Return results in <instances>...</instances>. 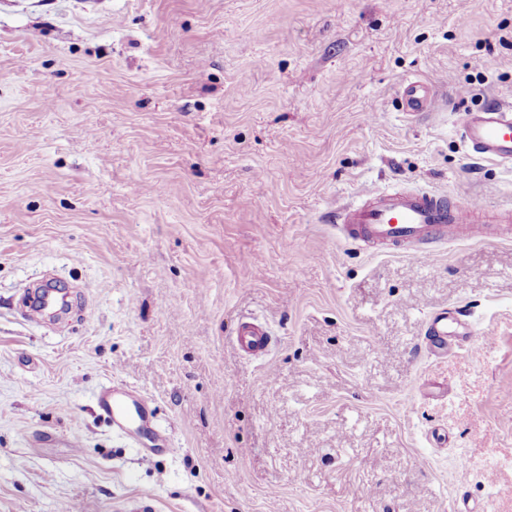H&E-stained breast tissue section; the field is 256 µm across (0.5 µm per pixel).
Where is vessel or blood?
<instances>
[{
	"label": "vessel or blood",
	"instance_id": "obj_1",
	"mask_svg": "<svg viewBox=\"0 0 512 512\" xmlns=\"http://www.w3.org/2000/svg\"><path fill=\"white\" fill-rule=\"evenodd\" d=\"M439 96L431 83L414 77L403 81L399 107L408 118H419L433 111ZM465 141L482 159L500 164L512 163V103L497 100L476 112L462 116ZM358 205L336 211V222L345 238L396 248L421 245V258H433L429 245L461 237L489 238L500 224L512 223V210L499 212L487 219L482 203L462 195L399 191L386 193L364 190ZM468 336V324L460 317L440 313L428 323L425 349L429 355L448 356ZM236 343L249 354L264 352L269 334L258 321L241 323ZM128 393L115 386L105 387L99 394V406L118 429L130 424Z\"/></svg>",
	"mask_w": 512,
	"mask_h": 512
}]
</instances>
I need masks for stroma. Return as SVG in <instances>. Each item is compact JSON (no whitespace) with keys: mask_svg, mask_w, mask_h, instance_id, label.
Wrapping results in <instances>:
<instances>
[{"mask_svg":"<svg viewBox=\"0 0 512 512\" xmlns=\"http://www.w3.org/2000/svg\"><path fill=\"white\" fill-rule=\"evenodd\" d=\"M409 77L446 109L408 120ZM495 98L512 0H0V512H512V235L427 264L333 216L512 207L461 135ZM46 277L71 313L22 320ZM444 310L475 336L436 359ZM236 343L248 354L262 353L269 344V334L265 326L258 321H245L238 328ZM99 406L112 421L113 426L120 430L130 426V417L128 413V400L133 401L137 406L138 402L132 400L130 395L123 390L112 385L105 387L99 394ZM140 408V406H138Z\"/></svg>","mask_w":512,"mask_h":512,"instance_id":"stroma-1","label":"stroma"}]
</instances>
